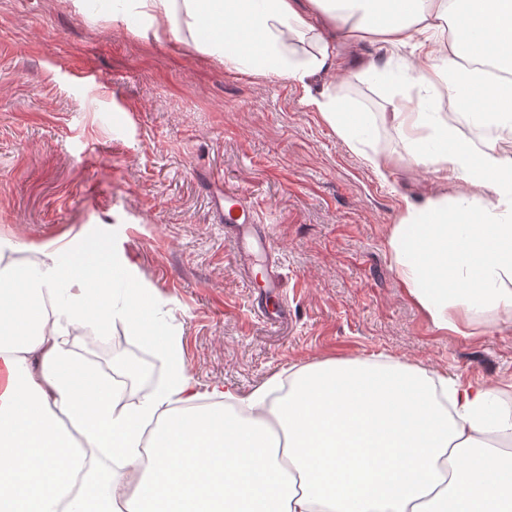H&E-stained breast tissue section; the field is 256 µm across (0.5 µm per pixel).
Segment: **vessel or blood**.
<instances>
[{
  "instance_id": "vessel-or-blood-1",
  "label": "vessel or blood",
  "mask_w": 512,
  "mask_h": 512,
  "mask_svg": "<svg viewBox=\"0 0 512 512\" xmlns=\"http://www.w3.org/2000/svg\"><path fill=\"white\" fill-rule=\"evenodd\" d=\"M218 202V212L226 224L235 230V254L237 262L249 266L254 250H267L270 244L269 234L261 223L258 213L249 198L227 190H216L213 194Z\"/></svg>"
}]
</instances>
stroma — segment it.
Listing matches in <instances>:
<instances>
[{
  "mask_svg": "<svg viewBox=\"0 0 512 512\" xmlns=\"http://www.w3.org/2000/svg\"><path fill=\"white\" fill-rule=\"evenodd\" d=\"M90 68L91 81L71 76ZM299 86L225 72L192 46L112 28L71 0H0V237L109 241L156 288L199 390L248 392L290 367L386 355L465 381L512 380V325L436 330L387 239L406 201L463 191L408 162L378 178ZM249 197L282 275L268 297L234 259L209 176Z\"/></svg>",
  "mask_w": 512,
  "mask_h": 512,
  "instance_id": "1",
  "label": "stroma"
}]
</instances>
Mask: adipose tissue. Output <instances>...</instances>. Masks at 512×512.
Returning a JSON list of instances; mask_svg holds the SVG:
<instances>
[{
    "instance_id": "ef3b65f1",
    "label": "adipose tissue",
    "mask_w": 512,
    "mask_h": 512,
    "mask_svg": "<svg viewBox=\"0 0 512 512\" xmlns=\"http://www.w3.org/2000/svg\"><path fill=\"white\" fill-rule=\"evenodd\" d=\"M107 19L299 85L379 178L373 122L397 130L412 166L467 187L406 202L388 239L401 283L436 329L512 320V0H113ZM359 37L414 55H343ZM352 78L383 91L379 117L338 92ZM450 111L499 134L472 147ZM17 251L0 238V512H512V382L380 355L202 392L155 289L107 241ZM118 328L168 368L135 402L70 347Z\"/></svg>"
}]
</instances>
